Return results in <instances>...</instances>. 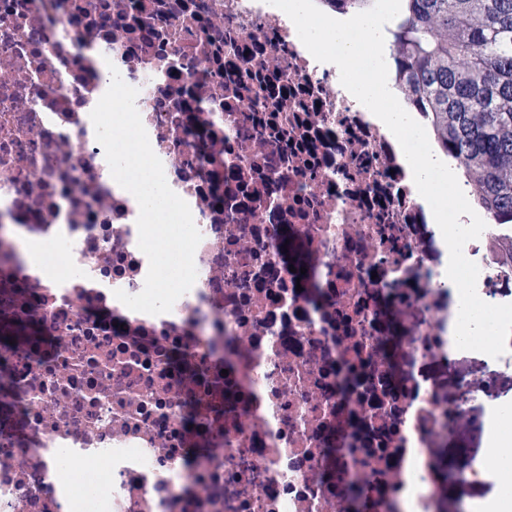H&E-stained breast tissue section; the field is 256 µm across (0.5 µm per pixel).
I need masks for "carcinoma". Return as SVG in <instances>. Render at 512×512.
I'll return each instance as SVG.
<instances>
[{
	"mask_svg": "<svg viewBox=\"0 0 512 512\" xmlns=\"http://www.w3.org/2000/svg\"><path fill=\"white\" fill-rule=\"evenodd\" d=\"M359 13L374 0H325ZM390 60L407 104L470 179L475 200L512 224V0H401ZM38 335L32 322L0 327V349Z\"/></svg>",
	"mask_w": 512,
	"mask_h": 512,
	"instance_id": "1",
	"label": "carcinoma"
}]
</instances>
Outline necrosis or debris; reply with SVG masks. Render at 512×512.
Masks as SVG:
<instances>
[{
    "mask_svg": "<svg viewBox=\"0 0 512 512\" xmlns=\"http://www.w3.org/2000/svg\"><path fill=\"white\" fill-rule=\"evenodd\" d=\"M263 2L0 0V313L43 336L9 356L0 512L512 501L473 452L512 418V349L456 348L458 291L395 136ZM114 68L202 235L159 315L114 296L149 266L90 119ZM509 241L490 224L464 247L490 304H512Z\"/></svg>",
    "mask_w": 512,
    "mask_h": 512,
    "instance_id": "obj_1",
    "label": "necrosis or debris"
}]
</instances>
